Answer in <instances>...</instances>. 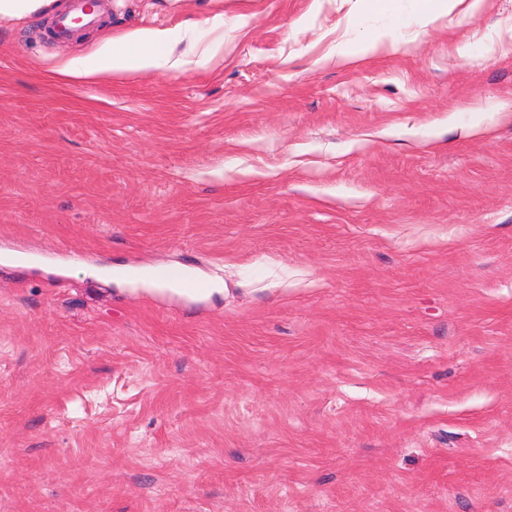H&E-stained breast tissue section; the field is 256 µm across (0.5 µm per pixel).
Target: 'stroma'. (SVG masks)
Here are the masks:
<instances>
[{
  "label": "stroma",
  "instance_id": "1",
  "mask_svg": "<svg viewBox=\"0 0 512 512\" xmlns=\"http://www.w3.org/2000/svg\"><path fill=\"white\" fill-rule=\"evenodd\" d=\"M64 4L0 14V512H512V0L345 65L367 0ZM71 1L69 10L59 15L55 21V32L61 38L67 36L75 18H80L85 26H93L97 23V16L85 11V2L83 0ZM165 37L161 33L143 31L135 40L138 49L133 52L103 46L94 56L74 61L65 71L72 76L92 78L100 75H124L137 71L157 69L167 64L171 67L181 65L180 60L170 62L167 51L161 46ZM150 275L153 278L161 281L179 282L183 285L184 288H190L194 292H200L207 288V285L204 282L188 278L181 271L171 268L153 269L150 272ZM220 290V288H207L204 292L208 291L209 293H212L214 291Z\"/></svg>",
  "mask_w": 512,
  "mask_h": 512
}]
</instances>
